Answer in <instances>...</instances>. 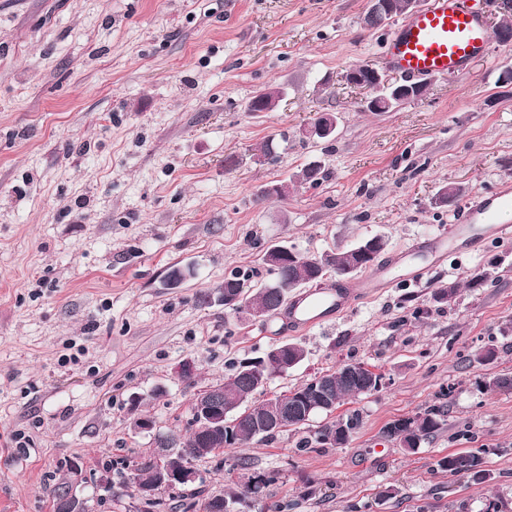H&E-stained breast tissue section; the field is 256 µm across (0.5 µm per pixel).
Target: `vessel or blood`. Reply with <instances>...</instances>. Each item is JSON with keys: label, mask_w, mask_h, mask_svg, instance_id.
<instances>
[{"label": "vessel or blood", "mask_w": 512, "mask_h": 512, "mask_svg": "<svg viewBox=\"0 0 512 512\" xmlns=\"http://www.w3.org/2000/svg\"><path fill=\"white\" fill-rule=\"evenodd\" d=\"M490 41L486 22L468 0H428L390 37L384 54L387 68L415 77L452 79L485 58ZM512 236V184H500L490 198H477L462 207L455 224L431 241L414 245L409 255L439 262L462 247L484 240ZM406 255V256H409ZM406 256L363 280L340 281L336 286L300 295L288 303L289 330L306 329L346 312L372 289L392 284L390 268L403 265Z\"/></svg>", "instance_id": "obj_1"}]
</instances>
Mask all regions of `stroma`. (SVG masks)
Segmentation results:
<instances>
[{
  "label": "stroma",
  "instance_id": "35a3bbf8",
  "mask_svg": "<svg viewBox=\"0 0 512 512\" xmlns=\"http://www.w3.org/2000/svg\"><path fill=\"white\" fill-rule=\"evenodd\" d=\"M369 0H0V512H52L68 483L92 512H135L116 473L148 456L157 430L187 434L198 390L237 360L289 341L307 355L247 401L256 406L347 361L381 387L341 413L361 426L338 448L299 451L327 421L254 438L196 464L207 494L249 473L274 475L260 500L278 512H512V238L381 288L333 321L275 333L273 318L224 306V278L271 275L263 255L287 242L318 256L379 235L387 261L440 233L465 198L512 181V43L418 100L365 111L355 65L382 68L397 20L367 29ZM269 85L272 112L249 100ZM334 138L300 137L319 113ZM287 136L274 158L255 144ZM319 185L258 190L310 162ZM175 267L192 274L167 284ZM461 285L450 303L436 289ZM494 359L477 361L483 348ZM446 405L448 422L407 451L391 421ZM479 452L477 483L438 462ZM248 468H241L240 460ZM82 462L72 473L69 461Z\"/></svg>",
  "mask_w": 512,
  "mask_h": 512
}]
</instances>
